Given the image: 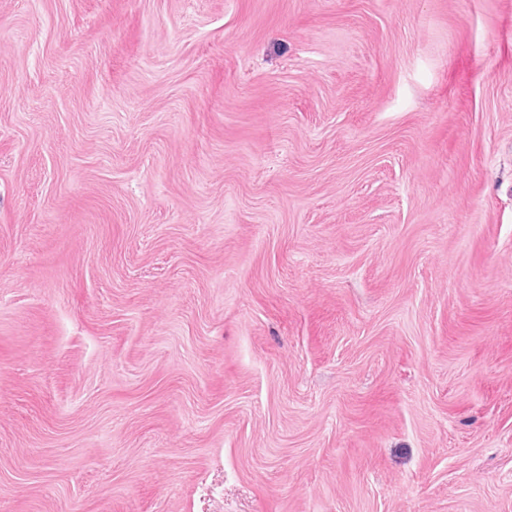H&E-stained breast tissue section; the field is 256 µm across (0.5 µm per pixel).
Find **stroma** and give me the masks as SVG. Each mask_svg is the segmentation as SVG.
Here are the masks:
<instances>
[{
    "label": "stroma",
    "mask_w": 512,
    "mask_h": 512,
    "mask_svg": "<svg viewBox=\"0 0 512 512\" xmlns=\"http://www.w3.org/2000/svg\"><path fill=\"white\" fill-rule=\"evenodd\" d=\"M0 512H512V0H0Z\"/></svg>",
    "instance_id": "stroma-1"
}]
</instances>
